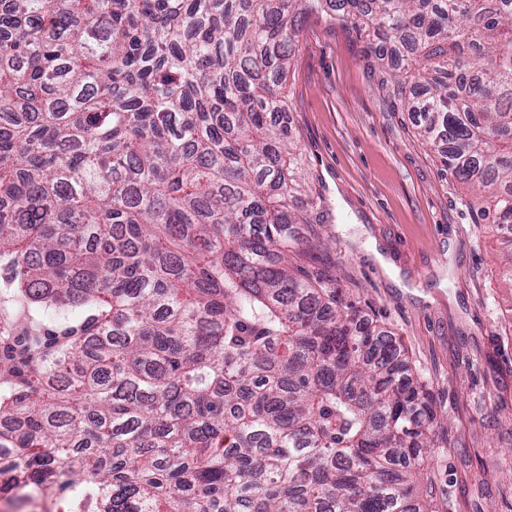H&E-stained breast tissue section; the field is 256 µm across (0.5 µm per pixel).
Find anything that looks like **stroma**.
I'll list each match as a JSON object with an SVG mask.
<instances>
[{
  "label": "stroma",
  "mask_w": 512,
  "mask_h": 512,
  "mask_svg": "<svg viewBox=\"0 0 512 512\" xmlns=\"http://www.w3.org/2000/svg\"><path fill=\"white\" fill-rule=\"evenodd\" d=\"M347 25L308 11L287 74L288 128L309 192L294 257L336 304L384 327L437 402L415 483L432 512H512V286L478 219Z\"/></svg>",
  "instance_id": "35a3bbf8"
}]
</instances>
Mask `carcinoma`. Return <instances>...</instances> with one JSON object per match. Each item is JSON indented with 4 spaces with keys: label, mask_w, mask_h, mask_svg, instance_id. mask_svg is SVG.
Here are the masks:
<instances>
[{
    "label": "carcinoma",
    "mask_w": 512,
    "mask_h": 512,
    "mask_svg": "<svg viewBox=\"0 0 512 512\" xmlns=\"http://www.w3.org/2000/svg\"><path fill=\"white\" fill-rule=\"evenodd\" d=\"M379 84L512 247V0H0V494L63 512H425L433 394L288 262L297 15Z\"/></svg>",
    "instance_id": "1"
}]
</instances>
